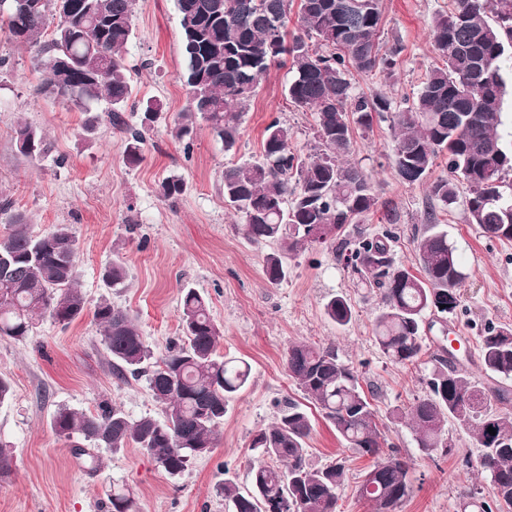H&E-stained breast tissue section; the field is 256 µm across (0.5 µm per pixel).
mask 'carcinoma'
I'll use <instances>...</instances> for the list:
<instances>
[{
  "instance_id": "1",
  "label": "carcinoma",
  "mask_w": 512,
  "mask_h": 512,
  "mask_svg": "<svg viewBox=\"0 0 512 512\" xmlns=\"http://www.w3.org/2000/svg\"><path fill=\"white\" fill-rule=\"evenodd\" d=\"M136 0H0V30L33 51L34 63L46 73L41 91L78 105L104 101L106 118L125 138V161L144 160V128L123 114L131 95L124 49L133 32ZM344 0H299V34L287 40L293 0H176L186 60L188 104L172 130L190 141L197 119L232 147L240 121L262 78L272 65L291 57L294 76L286 95L295 107L314 115L315 145L303 156L279 120L264 130L263 161L224 169V200L243 224L244 238L275 244L267 255L265 275L277 284L287 274L286 260L312 245L309 230L328 228L319 244H332L345 225L378 207L371 178L347 161L355 128L369 129L374 119L391 118L396 131L394 168L410 184L422 183L440 155L447 174L428 184L429 196L444 205L455 202L465 183L468 222L483 235L512 240V150L498 133L506 95L504 64L512 59V0H451L448 12L429 22L441 64L428 71L422 88L403 110L392 111L386 96L368 98L353 91L354 71L390 72L399 50L381 51L380 0H362L347 10ZM277 18L280 26L272 25ZM17 151L25 156L49 153L46 138L22 123L15 130ZM0 215L9 232L0 236V337L23 342L44 318L67 325L81 316L85 299L78 288L76 241L69 227L34 234L0 200ZM392 235H360L341 242L346 266L367 275L366 284L381 293L382 310L372 324L379 349L396 365H414L423 350L426 313L453 314L460 306L463 267L435 212L416 239L421 273L394 264ZM126 269L112 264L103 274L120 288ZM181 342L157 360L139 325L128 312L103 302L94 317L102 329L112 372L147 377L163 418H132L106 405L97 414L62 406L53 418L59 436L80 435L95 448L128 446L145 451L158 470L181 475L191 460L209 454L224 421L228 400L246 388L250 365L217 353L223 333L212 319L209 303L195 288L182 290ZM326 316L348 325L354 312L343 296L325 305ZM484 374L499 383L484 385L463 366L442 355L427 378V394L408 408L389 411L393 422L412 430L426 455H448L452 440L445 426L456 421L469 430L482 451L476 468L490 480L497 512H512V417L492 410L491 400H509L512 391V327L489 325L477 337ZM288 376L303 401L288 399L276 421L251 440L258 464L251 468L252 489L243 494L226 481L218 494L234 512H263L268 503L288 502L286 512H336L337 489L345 478L344 462L316 468L308 461L312 405L322 412L346 447L373 458L357 493L372 512H400L414 485L408 462L385 449V425L362 385L361 373L345 363L336 348L295 343L286 356ZM475 394L482 407L466 405ZM493 428L496 434L488 432ZM272 459L278 462L267 464ZM111 512H140L133 487L112 486Z\"/></svg>"
}]
</instances>
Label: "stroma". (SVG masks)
<instances>
[{"label":"stroma","mask_w":512,"mask_h":512,"mask_svg":"<svg viewBox=\"0 0 512 512\" xmlns=\"http://www.w3.org/2000/svg\"><path fill=\"white\" fill-rule=\"evenodd\" d=\"M447 7L448 0H381L382 39L401 52L391 75L354 74L356 92L386 94L397 108L404 98L414 97L427 71L440 62L427 24ZM0 55L10 62L0 71V197L12 201L14 212L33 232L69 225L77 239L79 288L85 298L83 315L68 326L47 319L26 341L0 338V376L13 386L12 398L0 404V448L13 458L11 472L0 477V512H109L107 494L121 483L135 489L142 512H232L217 488L230 480L240 490L249 489L250 468L257 462L250 448L253 436L275 421L279 403L301 397L285 364L291 344L334 346L373 389L383 417L425 394L432 357L449 339L459 340L456 356L476 374L477 338L485 324L512 327V241L485 237L468 222L467 185H460L455 203L446 207L432 205L425 185L401 182L393 166L394 130L386 119L353 132L348 159L370 175L379 210L346 225L344 238L390 231L396 263L414 268V239L432 210L457 247L466 274L456 313L445 320L426 316L419 366L393 364L380 351L372 321L382 309L381 294L347 268L334 247H309L289 259L285 279L269 284L263 268L273 247L237 232L240 218L224 201V169L257 158L264 128L275 118L289 128L294 149L308 153L314 117L288 101L284 89L292 74L284 63L261 80L233 148H225L203 122L192 147L175 140L174 120L187 105L176 0L135 3L133 35L124 53L132 86L125 116L139 124L150 107L158 118L146 134L144 161L133 167L123 159L122 134L108 123L92 134L83 129L88 113L105 112V102L86 111L40 93L43 72L34 67L26 47L1 31ZM21 122L43 133L51 144L48 156L34 160L18 153L14 133ZM169 176L184 182L182 194L173 199L160 194ZM388 210L395 212L394 222L386 221ZM115 261L127 270L125 286L117 291L102 279ZM186 286L203 292L209 302L223 333L219 353L250 364L247 388L229 401L212 452L194 459L180 476L164 475L146 452L134 447L96 449L100 464L89 470L86 458L74 450L81 437L69 440L53 428L59 407L94 414L110 404L133 418L163 415L145 379L113 374L94 318L97 305L108 301L128 310L158 357L181 337L178 304ZM335 296L353 306L355 316L347 326L324 315L325 304ZM310 416L311 465L345 462L336 512H370L369 503L357 495L368 457L344 447L318 411ZM446 429L453 448L448 456L432 458L417 447L409 427L389 424L387 444L409 462L414 482L402 512H456L471 497L491 501L488 478L469 466L480 453L476 439L455 422Z\"/></svg>","instance_id":"stroma-1"}]
</instances>
